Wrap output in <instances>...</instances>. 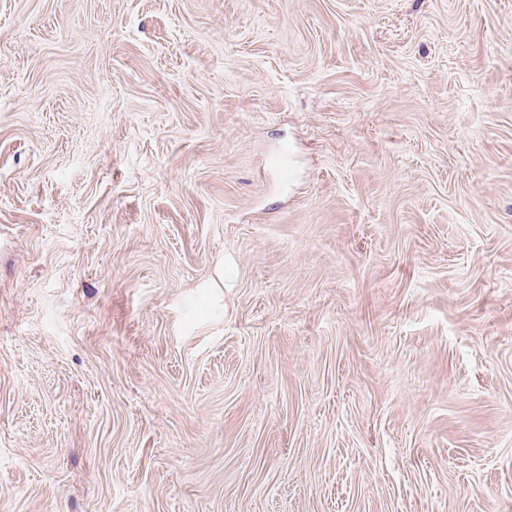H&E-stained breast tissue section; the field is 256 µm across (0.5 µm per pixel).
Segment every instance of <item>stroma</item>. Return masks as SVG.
Masks as SVG:
<instances>
[{"instance_id": "obj_1", "label": "stroma", "mask_w": 512, "mask_h": 512, "mask_svg": "<svg viewBox=\"0 0 512 512\" xmlns=\"http://www.w3.org/2000/svg\"><path fill=\"white\" fill-rule=\"evenodd\" d=\"M0 512H512V0H0Z\"/></svg>"}]
</instances>
